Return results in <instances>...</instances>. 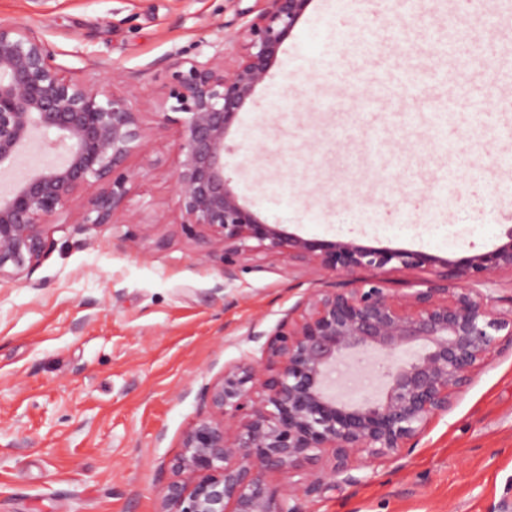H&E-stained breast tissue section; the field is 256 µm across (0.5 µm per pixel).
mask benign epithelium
Wrapping results in <instances>:
<instances>
[{"label": "benign epithelium", "mask_w": 512, "mask_h": 512, "mask_svg": "<svg viewBox=\"0 0 512 512\" xmlns=\"http://www.w3.org/2000/svg\"><path fill=\"white\" fill-rule=\"evenodd\" d=\"M224 22V44L206 61H176L166 96L151 108L180 141L173 192L182 232L198 256L218 260L224 281L252 252L286 255L331 274L304 293L270 331L250 329L248 358L203 387L200 408L170 461L158 512H301L321 492L381 457L412 451L455 394L512 345L509 308L479 286L512 272V229L495 249L449 259L422 251L310 239L270 224L224 175L226 137L276 61L311 0H260ZM120 80L75 79L27 28L0 22V172L14 169L32 138L61 147L60 164L33 169L0 195V281L31 275L50 247L47 227L64 214L114 224L126 215L128 162L149 153L153 128ZM425 271L424 287L398 294L388 270ZM364 270L357 287L346 278ZM273 475L301 476L275 489Z\"/></svg>", "instance_id": "benign-epithelium-1"}]
</instances>
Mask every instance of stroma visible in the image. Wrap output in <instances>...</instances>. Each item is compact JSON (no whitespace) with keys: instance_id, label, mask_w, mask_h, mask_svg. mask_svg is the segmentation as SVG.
<instances>
[{"instance_id":"35a3bbf8","label":"stroma","mask_w":512,"mask_h":512,"mask_svg":"<svg viewBox=\"0 0 512 512\" xmlns=\"http://www.w3.org/2000/svg\"><path fill=\"white\" fill-rule=\"evenodd\" d=\"M255 0H0V22L26 27L80 78L122 77L137 107L160 100L169 69L203 61L224 23ZM312 0L226 139L224 172L261 219L305 238H350L450 259L500 244L512 225V0H378L355 9L336 62L322 67L327 13ZM402 14L407 29L389 19ZM500 25L488 29L486 17ZM370 53H363V44ZM426 78L428 95L480 80L491 112H458L443 129L404 101L377 112L339 97L372 91L374 64ZM154 125L148 156L130 159L133 224L50 230L29 278L0 282V512H156L169 462L199 410L202 388L254 347L325 274L252 253L225 285L180 225L126 247L159 209L174 211L179 133ZM156 166H149V159ZM450 173L448 184L438 177ZM167 241L154 245L155 238ZM302 512H499L512 505V349L480 368L447 415L408 455L376 460Z\"/></svg>"}]
</instances>
